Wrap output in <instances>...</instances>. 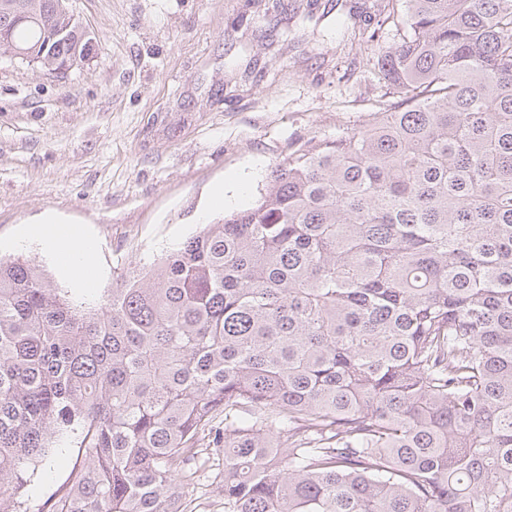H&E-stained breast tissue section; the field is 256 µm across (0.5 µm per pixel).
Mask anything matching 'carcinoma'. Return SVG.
<instances>
[{
    "mask_svg": "<svg viewBox=\"0 0 512 512\" xmlns=\"http://www.w3.org/2000/svg\"><path fill=\"white\" fill-rule=\"evenodd\" d=\"M15 45L84 50L58 0ZM403 94L274 166L87 306L0 257V512L77 449L51 512H512V0H383ZM217 486L214 483L212 486L204 487L207 488L208 494L201 498L200 492L186 490L183 497L184 512H224V496Z\"/></svg>",
    "mask_w": 512,
    "mask_h": 512,
    "instance_id": "carcinoma-1",
    "label": "carcinoma"
}]
</instances>
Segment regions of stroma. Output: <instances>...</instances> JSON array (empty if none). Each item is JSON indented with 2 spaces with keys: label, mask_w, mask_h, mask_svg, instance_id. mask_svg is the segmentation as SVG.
Masks as SVG:
<instances>
[{
  "label": "stroma",
  "mask_w": 512,
  "mask_h": 512,
  "mask_svg": "<svg viewBox=\"0 0 512 512\" xmlns=\"http://www.w3.org/2000/svg\"><path fill=\"white\" fill-rule=\"evenodd\" d=\"M378 0L286 12L277 0H74L95 42L64 77L0 56V257L69 287L40 223L97 246L96 304L224 215L253 207L306 139L366 126L399 101L377 60L399 40ZM244 176L235 203L213 186ZM75 452L39 467L28 512L66 488Z\"/></svg>",
  "instance_id": "obj_1"
}]
</instances>
